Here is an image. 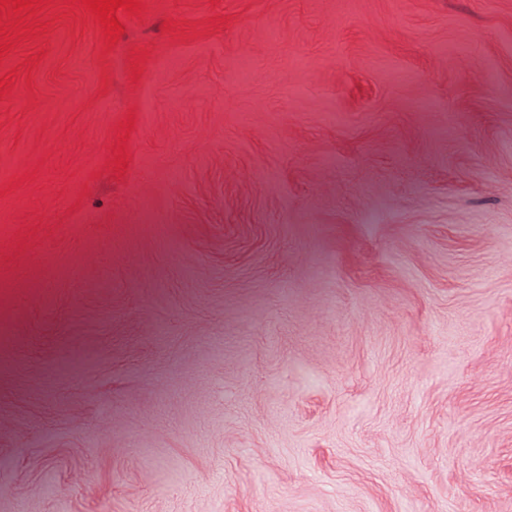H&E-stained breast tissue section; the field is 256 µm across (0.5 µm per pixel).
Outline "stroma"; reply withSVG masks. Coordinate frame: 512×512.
<instances>
[{
  "label": "stroma",
  "mask_w": 512,
  "mask_h": 512,
  "mask_svg": "<svg viewBox=\"0 0 512 512\" xmlns=\"http://www.w3.org/2000/svg\"><path fill=\"white\" fill-rule=\"evenodd\" d=\"M0 9V512H512V0Z\"/></svg>",
  "instance_id": "obj_1"
}]
</instances>
